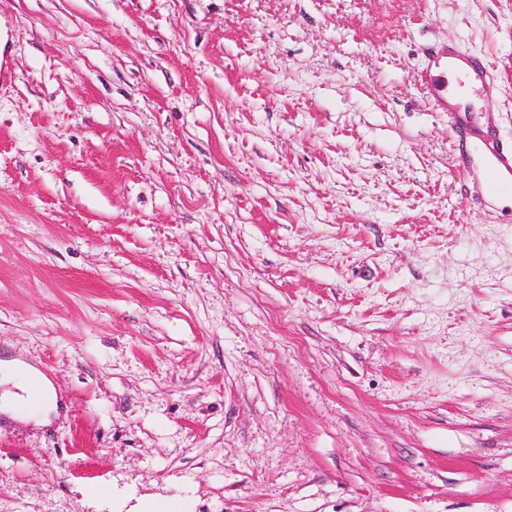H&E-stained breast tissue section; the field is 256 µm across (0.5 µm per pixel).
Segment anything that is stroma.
Segmentation results:
<instances>
[{"label": "stroma", "mask_w": 512, "mask_h": 512, "mask_svg": "<svg viewBox=\"0 0 512 512\" xmlns=\"http://www.w3.org/2000/svg\"><path fill=\"white\" fill-rule=\"evenodd\" d=\"M488 132L512 0H0V512H512ZM423 55L426 63L420 76V87L424 92L432 94L434 101L443 109L448 102L451 105L459 102L456 97L448 95V85L445 81L447 70L448 77L463 71L456 65L465 66L472 81L484 90L491 85V76L484 62L462 45L428 47L424 49ZM12 369L11 381L18 387L27 397H30L32 391L37 390L41 395V404L37 407L30 408L26 406L25 395H11L12 398H17V404L20 408L29 411H39L46 409V407L54 404L53 392L47 379L38 371L29 369L27 367L9 363Z\"/></svg>", "instance_id": "1"}]
</instances>
